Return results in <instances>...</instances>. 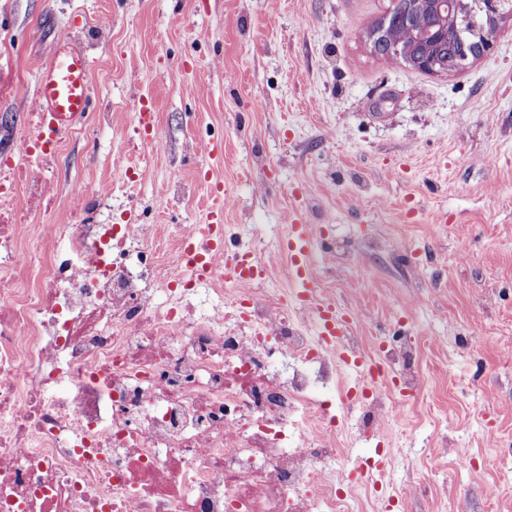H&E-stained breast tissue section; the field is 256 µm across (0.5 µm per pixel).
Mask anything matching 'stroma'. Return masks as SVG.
<instances>
[{
    "label": "stroma",
    "instance_id": "35a3bbf8",
    "mask_svg": "<svg viewBox=\"0 0 512 512\" xmlns=\"http://www.w3.org/2000/svg\"><path fill=\"white\" fill-rule=\"evenodd\" d=\"M392 4L0 0V159L33 167L15 130L59 39L79 38L93 134L63 139L39 223H66L86 184L97 223L149 225L167 254L180 225L207 223L218 182L225 232L277 299L292 285L278 241L303 212L327 296L364 315L367 359L415 339L421 388L378 440L343 412L354 372L318 392L338 415L337 469L385 465L357 512H512V19L467 68L427 73L372 51Z\"/></svg>",
    "mask_w": 512,
    "mask_h": 512
}]
</instances>
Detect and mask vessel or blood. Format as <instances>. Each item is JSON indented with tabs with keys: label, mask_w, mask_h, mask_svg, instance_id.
I'll use <instances>...</instances> for the list:
<instances>
[{
	"label": "vessel or blood",
	"mask_w": 512,
	"mask_h": 512,
	"mask_svg": "<svg viewBox=\"0 0 512 512\" xmlns=\"http://www.w3.org/2000/svg\"><path fill=\"white\" fill-rule=\"evenodd\" d=\"M36 100L41 127L36 145L44 150L70 122L91 108L88 57L80 44L68 38L60 40L51 62L38 75ZM211 192L216 204L208 215L207 224L197 228L184 243L193 274L200 280L208 279L215 255L224 250L220 231L224 223L222 199L227 192L218 185L213 186ZM281 249L288 257L291 268L294 285L291 301L312 314L319 339L328 352L336 354L342 363L351 366L359 374L362 386H370L372 365L362 354L340 345L337 340L338 334L347 331L350 322L343 309L321 295L320 278L314 270L313 227L306 218H299L290 224ZM265 272L264 264L251 251H236L235 277L258 281L264 278Z\"/></svg>",
	"instance_id": "b4317fda"
}]
</instances>
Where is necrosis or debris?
<instances>
[{
  "mask_svg": "<svg viewBox=\"0 0 512 512\" xmlns=\"http://www.w3.org/2000/svg\"><path fill=\"white\" fill-rule=\"evenodd\" d=\"M92 195L39 226L45 180L0 167V512H351L314 398L333 355L259 289L197 309L185 256L147 266L153 236L87 223ZM360 408L361 437L398 420L386 371Z\"/></svg>",
  "mask_w": 512,
  "mask_h": 512,
  "instance_id": "1",
  "label": "necrosis or debris"
}]
</instances>
